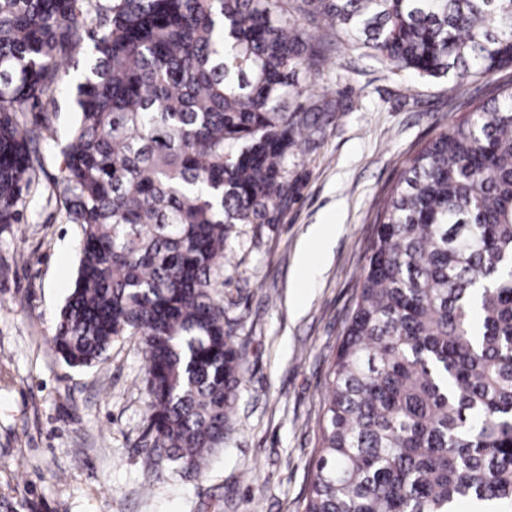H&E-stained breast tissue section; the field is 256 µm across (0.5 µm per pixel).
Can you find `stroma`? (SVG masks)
I'll return each instance as SVG.
<instances>
[{"label": "stroma", "instance_id": "1", "mask_svg": "<svg viewBox=\"0 0 512 512\" xmlns=\"http://www.w3.org/2000/svg\"><path fill=\"white\" fill-rule=\"evenodd\" d=\"M84 64L75 55L54 93L59 112L22 222L0 228V512H300L376 210L405 160L463 117L470 98L512 83V68L461 86L391 74L338 43L317 84L348 109L296 158L298 199L280 223L234 225L227 241L217 294L245 371L223 449L202 472L154 478L142 466L138 338H119L104 364L82 370L51 344L82 234L63 221L55 179L75 119L71 77ZM313 224L339 231L331 248L312 244L301 267Z\"/></svg>", "mask_w": 512, "mask_h": 512}]
</instances>
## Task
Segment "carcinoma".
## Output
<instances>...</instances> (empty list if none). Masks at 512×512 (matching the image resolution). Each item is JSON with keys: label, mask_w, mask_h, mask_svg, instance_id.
Listing matches in <instances>:
<instances>
[{"label": "carcinoma", "mask_w": 512, "mask_h": 512, "mask_svg": "<svg viewBox=\"0 0 512 512\" xmlns=\"http://www.w3.org/2000/svg\"><path fill=\"white\" fill-rule=\"evenodd\" d=\"M336 34L396 75L478 79L512 67V0H0V224L85 51L57 176L82 237L51 343L83 368L140 338L155 477L224 444L243 361L225 243L282 220L293 159L344 111L316 83ZM375 224L303 512H512V84L406 160Z\"/></svg>", "instance_id": "cac0c4a2"}]
</instances>
